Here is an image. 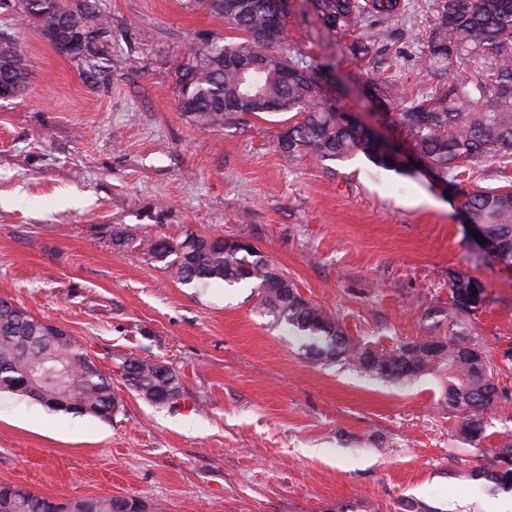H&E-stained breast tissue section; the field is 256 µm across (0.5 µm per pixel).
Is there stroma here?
<instances>
[{"instance_id": "obj_1", "label": "stroma", "mask_w": 512, "mask_h": 512, "mask_svg": "<svg viewBox=\"0 0 512 512\" xmlns=\"http://www.w3.org/2000/svg\"><path fill=\"white\" fill-rule=\"evenodd\" d=\"M388 20L407 56L387 57L406 94L428 91L419 60L428 0ZM111 33L83 60L0 8L30 71L0 100V297L66 327L112 377L111 421L0 394V485L57 501L119 497L145 512H490L512 499L457 437L436 377L398 384L316 360L255 309L248 284L177 282L142 248L185 233L250 240L352 340L375 350L459 333L495 361L512 354V269L468 234L455 199L413 167L365 157L324 165L275 146L293 113L238 114L200 131L178 105L189 48L238 33L188 0H98ZM289 51L334 66L329 91L367 127L411 150L371 96L377 71L286 0ZM486 301L449 319V272ZM126 357L173 368L184 407H158L120 376Z\"/></svg>"}]
</instances>
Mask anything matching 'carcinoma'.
I'll list each match as a JSON object with an SVG mask.
<instances>
[{
  "instance_id": "1",
  "label": "carcinoma",
  "mask_w": 512,
  "mask_h": 512,
  "mask_svg": "<svg viewBox=\"0 0 512 512\" xmlns=\"http://www.w3.org/2000/svg\"><path fill=\"white\" fill-rule=\"evenodd\" d=\"M13 3L21 17L40 10L36 28L71 47L93 29L109 32L107 17L96 0H0ZM243 34L238 42L193 48L179 72L183 111L204 130L224 127L227 117L293 112L299 119L278 136L276 148L293 157L306 152L323 161L364 156L387 170L397 165L380 154L367 130L346 115L344 105L327 87L333 64L288 52L259 39L271 24L272 0H189ZM319 17L330 31L353 37L351 52L359 59L375 56L387 40L385 22L405 10L402 0H315ZM370 28L357 37L359 24ZM0 79H15L14 97L26 92L29 69L10 39L0 38ZM422 61L437 78L426 93L415 96L393 123L407 136L418 162L437 180L454 189L469 223L494 240L498 263L512 267V184L484 188L469 182L484 163L504 171L512 166V0H433L432 17L423 38ZM262 57L265 67L241 72L239 65ZM305 76L284 80L285 70ZM185 233L181 240L158 237L139 242L183 285L207 288L215 283H249L256 288V308L274 317L301 339L307 352L340 362L360 373L389 382H404L428 373L444 377L443 404L460 414L459 436L482 443L489 438L486 411L508 399L499 387L500 365L477 342L451 335L444 343L408 342L377 351L354 342L322 309L305 299L295 284L256 248L226 247L215 236L210 245ZM453 310L448 320L483 306L484 285L474 277L448 273ZM89 352L75 338L48 337L43 320L7 299H0V392L28 398L50 408L110 420L120 401L112 377L86 364ZM123 378L135 392L153 395L152 403L169 406L183 395L179 376L156 360L127 357ZM497 469L489 480L512 490V432L490 441ZM50 500L20 490L11 512H47ZM54 512H65L64 503Z\"/></svg>"
}]
</instances>
